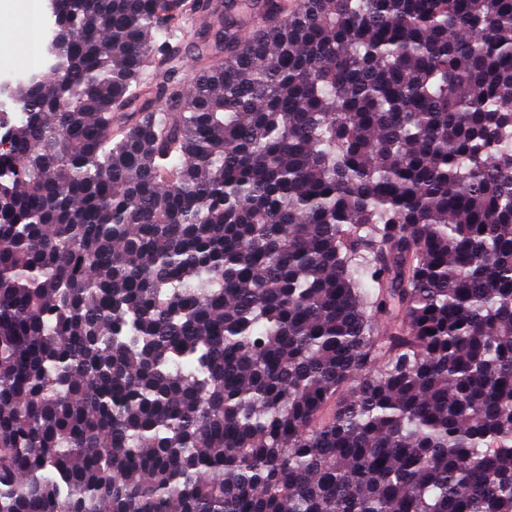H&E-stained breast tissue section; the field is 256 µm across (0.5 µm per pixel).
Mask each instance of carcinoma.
<instances>
[{"label":"carcinoma","instance_id":"carcinoma-1","mask_svg":"<svg viewBox=\"0 0 512 512\" xmlns=\"http://www.w3.org/2000/svg\"><path fill=\"white\" fill-rule=\"evenodd\" d=\"M160 2L6 89L0 512H512V0ZM174 33V34H173ZM169 35H170V42L172 43H175V42H180L182 44V47H183V55H182V60H183V67H182V74H181V77H182V81L184 83V87L187 88L188 87V84L190 83L194 73L196 72V70L198 69L199 65H200V62L197 60V58L195 57V55L193 54V51L191 50L190 48V40L187 39L185 37L186 35V26H185V23L180 21L178 22V24L176 25H171V28L169 30ZM192 56L194 59H195V69L192 73V70L187 66V63H186V59L188 57Z\"/></svg>","mask_w":512,"mask_h":512}]
</instances>
